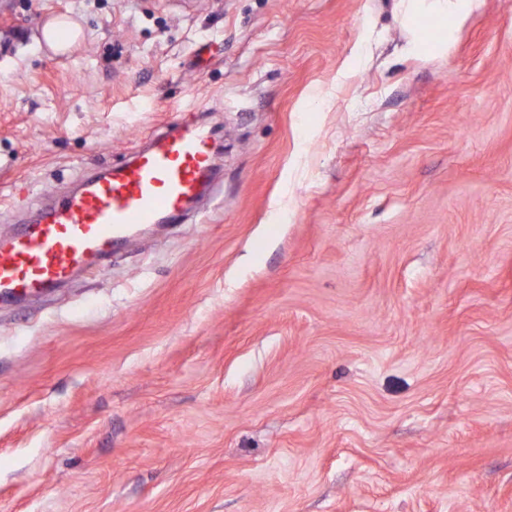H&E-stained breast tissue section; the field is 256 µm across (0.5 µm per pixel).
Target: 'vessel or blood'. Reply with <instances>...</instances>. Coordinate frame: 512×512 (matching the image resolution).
Wrapping results in <instances>:
<instances>
[{"label":"vessel or blood","instance_id":"b4317fda","mask_svg":"<svg viewBox=\"0 0 512 512\" xmlns=\"http://www.w3.org/2000/svg\"><path fill=\"white\" fill-rule=\"evenodd\" d=\"M215 185L213 141L183 121L133 160L80 178L38 216L0 241V303L42 296L103 262L143 224H178Z\"/></svg>","mask_w":512,"mask_h":512}]
</instances>
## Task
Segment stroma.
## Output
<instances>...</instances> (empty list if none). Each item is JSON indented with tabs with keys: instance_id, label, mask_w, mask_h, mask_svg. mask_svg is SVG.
<instances>
[{
	"instance_id": "stroma-1",
	"label": "stroma",
	"mask_w": 512,
	"mask_h": 512,
	"mask_svg": "<svg viewBox=\"0 0 512 512\" xmlns=\"http://www.w3.org/2000/svg\"><path fill=\"white\" fill-rule=\"evenodd\" d=\"M192 109L220 195L0 304V512H512V0H0V239ZM480 0H396V9L403 10L413 20L427 18L442 25L441 43L455 30L457 21L478 6ZM448 19L451 25L448 27ZM64 24L69 26L73 30V39L71 42H69L67 44L58 42L54 36L58 27L61 25H64ZM42 34H43L45 43L54 52H60V51L67 50L76 37V31H75V27H74L73 23L68 18H58V17L51 18L44 24Z\"/></svg>"
}]
</instances>
